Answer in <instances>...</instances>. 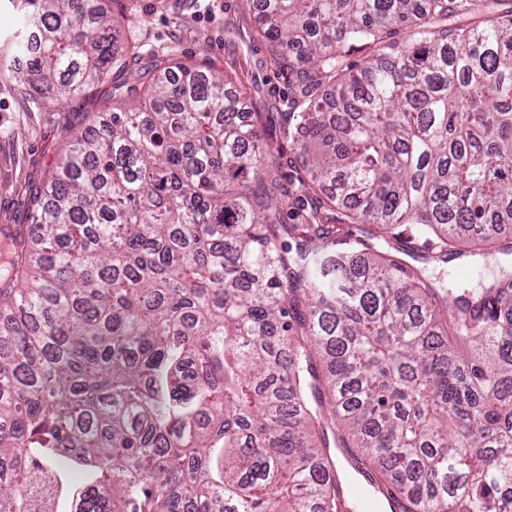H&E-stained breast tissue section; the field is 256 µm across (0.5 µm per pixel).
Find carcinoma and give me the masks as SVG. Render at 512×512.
<instances>
[{"label":"carcinoma","mask_w":512,"mask_h":512,"mask_svg":"<svg viewBox=\"0 0 512 512\" xmlns=\"http://www.w3.org/2000/svg\"><path fill=\"white\" fill-rule=\"evenodd\" d=\"M501 2L257 0L302 158L288 225L233 81L22 0L13 72L137 106L71 137L11 237L0 512H344L333 448L400 512H512V273L458 290L404 259L512 255Z\"/></svg>","instance_id":"cac0c4a2"}]
</instances>
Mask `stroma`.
Returning a JSON list of instances; mask_svg holds the SVG:
<instances>
[{"mask_svg": "<svg viewBox=\"0 0 512 512\" xmlns=\"http://www.w3.org/2000/svg\"><path fill=\"white\" fill-rule=\"evenodd\" d=\"M18 0H0V226L29 221V189L45 180L73 133L91 124L105 106L120 111L111 84L64 100L38 82L13 75L16 46L29 31ZM118 24L123 46L142 61L157 52L176 64H205L243 83L248 91L245 120L257 121L281 155L283 171L293 174L299 159L279 135L291 93L269 63L256 33V12L248 0H105Z\"/></svg>", "mask_w": 512, "mask_h": 512, "instance_id": "1", "label": "stroma"}]
</instances>
